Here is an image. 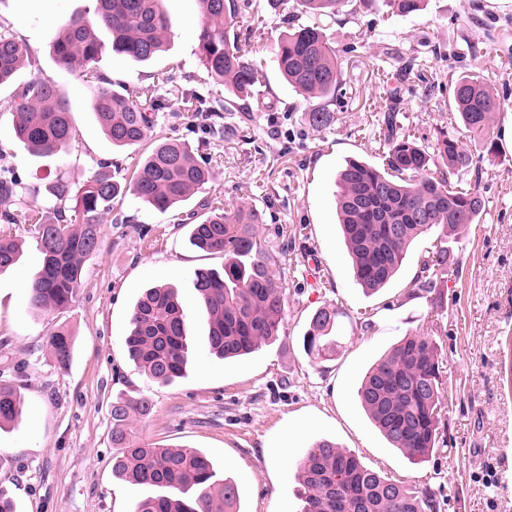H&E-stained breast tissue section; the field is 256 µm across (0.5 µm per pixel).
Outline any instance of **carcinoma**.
<instances>
[{
    "instance_id": "carcinoma-1",
    "label": "carcinoma",
    "mask_w": 512,
    "mask_h": 512,
    "mask_svg": "<svg viewBox=\"0 0 512 512\" xmlns=\"http://www.w3.org/2000/svg\"><path fill=\"white\" fill-rule=\"evenodd\" d=\"M199 47L208 75L239 100L254 97L260 84L257 49L231 36L241 4L237 0H199ZM393 13L406 17L423 9L425 0H388ZM92 18L77 16L57 29L53 38L56 62L83 73L110 48L145 62L163 51L171 29L159 0H97ZM269 10L286 17L296 11L334 18L344 0H267ZM112 35L106 45L96 30ZM27 58L26 50L0 35V85L9 82ZM277 66L304 99L331 102L340 86L341 68L321 26L299 25L279 35ZM453 97L458 119L471 132H482L501 111L500 97L480 76H457ZM1 107L15 113L13 130L33 156L46 158L66 150L75 133L69 109L57 87L33 78ZM90 110L116 148L141 145L156 122L160 101L145 105L104 86L90 95ZM332 121L326 105L307 112V122L323 128ZM379 133L388 146L383 167L350 160L338 172L337 213L359 284L375 293L400 270L413 242L432 230L439 244L421 263L411 294L434 293L459 260L448 240L469 224L479 223L484 200L479 188L456 187L451 177L478 169L479 156L460 140L444 136L433 151L418 145L404 129L392 106L380 118ZM211 178L206 162L179 140L153 145L137 174L120 182L97 172L81 185L57 178L49 193L74 203L75 223L63 214L34 225L42 266L29 282L32 312L65 310L76 300L83 260L100 247L104 219L112 203L130 194L164 213L188 200ZM14 210L0 213L7 224H25L31 207L21 202L18 183L0 177V204ZM189 241L208 253L224 254V267L194 273V288L208 324L209 346L224 359L249 355L279 339L286 287L277 277L275 256L257 235L260 211L248 202L228 209L205 202L190 214ZM17 244L0 238V272L17 261ZM339 312L328 305L317 309L303 336L311 361L336 357ZM126 338L129 358L152 381L167 384L188 364L186 320L172 288L146 289L130 311ZM61 369L73 356L72 337L58 331L48 339ZM358 399L369 419L391 447L413 464L427 461L440 444L442 412L446 407L440 353L430 336H405L394 343L362 378ZM147 396L112 403L113 474L121 479L157 487L161 493L142 499L134 512H240L239 491L231 478H216L212 462L194 448H165L142 443L128 429L133 417H146ZM23 400L10 382H0V425L20 418ZM300 512H439L440 501L427 487L395 482L366 466L360 458L321 439L298 461Z\"/></svg>"
}]
</instances>
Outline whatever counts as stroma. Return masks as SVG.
<instances>
[{"mask_svg":"<svg viewBox=\"0 0 512 512\" xmlns=\"http://www.w3.org/2000/svg\"><path fill=\"white\" fill-rule=\"evenodd\" d=\"M265 4L250 0L237 18L236 34L262 46L260 95L242 102L200 63L199 0H162L171 23L166 52L147 62L107 52L81 77L56 64L51 41L72 17L92 16L96 0H0V33L25 45L30 58L14 84L54 83L75 131L65 152L35 158L12 134L13 113L0 111V169L43 219L70 208L46 190L57 177L80 184L107 164L128 179L144 158L146 145L115 148L94 121L88 98L106 83L142 102L161 100L149 143L189 142L212 172L164 213L130 195L116 200L120 221H104L100 249L85 261L76 300L63 312L30 313L28 284L42 254L29 225L0 223V236L13 237L20 252L17 265L0 272V380L24 399L21 420L0 429V492L18 512H134L151 490L112 472V402L142 395L152 412L132 418L130 429L146 443L201 450L218 476L236 481L241 512H299L296 464L322 437L392 479L431 488L440 512H512V0H427L407 17L392 14L385 0H348L334 21L305 16L307 24H325L341 65L333 120L322 129L309 126L307 102L278 70L283 25ZM413 60L442 85L438 98L424 95L416 72L399 77L398 65ZM462 72L486 78L503 101L484 133H467L455 113L450 86ZM396 84L398 118L420 145L431 147L443 130L483 157L478 172L455 179L479 184L484 213L448 243L459 265L438 310L410 292L435 234L415 241L396 280L368 295L337 223L334 176L350 157L383 163L377 120ZM204 101L210 111H201ZM220 120L239 125L238 136L214 134ZM206 198L260 210L258 235L277 255L286 286L282 340L239 361L211 353L192 284L196 270L224 265L223 255L188 242L184 219ZM163 284L178 290L190 349L185 373L165 385L135 367L125 344L134 301ZM325 305L342 312L341 347L335 361L318 365L302 338L312 312ZM61 327L75 344L64 370L47 346ZM408 333L437 342L453 398L442 415L443 447L419 465L390 448L356 397L366 370Z\"/></svg>","mask_w":512,"mask_h":512,"instance_id":"1","label":"stroma"}]
</instances>
